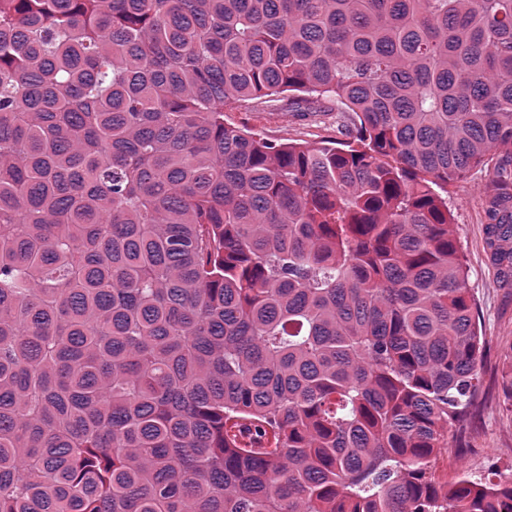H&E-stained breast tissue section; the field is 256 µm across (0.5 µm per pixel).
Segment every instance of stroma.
<instances>
[{"label": "stroma", "instance_id": "stroma-1", "mask_svg": "<svg viewBox=\"0 0 512 512\" xmlns=\"http://www.w3.org/2000/svg\"><path fill=\"white\" fill-rule=\"evenodd\" d=\"M227 123L279 142L317 144L338 138L332 112H272L242 104L226 110ZM485 170L472 171L448 187V207L455 235L467 259L468 281L478 310L479 332L485 343L473 417L450 431V446L437 459L435 476L452 481L512 478V400L501 385L512 378V286H504L485 250Z\"/></svg>", "mask_w": 512, "mask_h": 512}]
</instances>
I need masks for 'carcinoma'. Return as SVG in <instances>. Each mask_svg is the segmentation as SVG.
I'll return each instance as SVG.
<instances>
[{"instance_id": "carcinoma-1", "label": "carcinoma", "mask_w": 512, "mask_h": 512, "mask_svg": "<svg viewBox=\"0 0 512 512\" xmlns=\"http://www.w3.org/2000/svg\"><path fill=\"white\" fill-rule=\"evenodd\" d=\"M485 166L508 284L512 0H0V512H512L434 474ZM272 112L254 104H242L224 112V121L279 142L318 144L342 138L337 125L340 112Z\"/></svg>"}]
</instances>
